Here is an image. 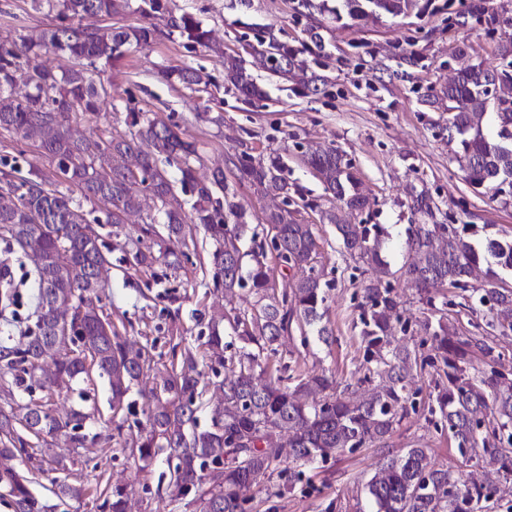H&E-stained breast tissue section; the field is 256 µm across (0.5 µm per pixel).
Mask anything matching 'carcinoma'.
Wrapping results in <instances>:
<instances>
[{
  "mask_svg": "<svg viewBox=\"0 0 512 512\" xmlns=\"http://www.w3.org/2000/svg\"><path fill=\"white\" fill-rule=\"evenodd\" d=\"M144 17L165 16V29L146 22L135 27L84 26L86 16L110 19L128 6V0H31L32 7L53 16V24L39 33H17L0 38V135L8 134L39 143L53 175L37 167L20 174L18 163L3 162L0 169V239L17 252L33 257L27 272L36 291L35 330L17 345L0 343V493L10 497L13 512H54L48 497L35 494L26 473L11 464L27 455L22 428L36 440L41 456L65 444L84 445L82 432L90 418L82 408L66 421L51 411L52 399L73 389L92 373L103 378L111 392L112 416L124 411L131 389L152 378L153 404L147 425L124 450L145 470L164 457L173 500L200 504L202 512H246V493L255 487L270 497L287 489L280 464L286 458L300 466L325 462L346 450L355 451L389 437L416 410L409 390L416 371L433 369L434 387L429 413L434 426L448 430L461 464L494 467L512 483V373L497 368L500 355L494 339L512 335V240L478 239L468 226L458 228L437 221L417 224L406 242L401 275L420 291L427 306L426 329L431 353L420 356L407 346L393 345L401 323L398 301L389 278L390 263L383 254L385 231L380 224H349L336 209H319V221L335 227L343 252L361 264L367 277L361 283V340L369 384L362 396H337L336 377L324 372L300 374L283 384L281 367L266 365L256 373L265 353L297 324L303 342L314 336L328 345L333 331L323 322L331 283L313 264L316 237L313 225L298 218L293 196L299 190L282 175L279 157L255 159L242 151L233 180L218 169L208 180L197 177L202 158L197 144L143 109H128L130 135L116 140L99 134L72 136L71 116L96 112L110 97L101 79L103 69L124 56L128 46L149 45L161 37L181 38L195 46H209V31L193 15L177 13L168 0H141ZM297 0L299 14L312 19L328 13L362 20L370 15L397 17L419 0ZM475 22L494 31L511 26L512 17L495 11L487 0H475L464 12L450 11L448 26ZM307 41L293 46L268 28L257 37L260 54L276 77L296 85L305 96L325 95L329 80L310 70L307 56H319L325 40L319 27L306 29ZM74 60L67 72L57 73L43 61L48 52ZM499 64L478 63L457 72L439 92L423 96L433 111L441 101H453L448 114V143L466 182L475 192H490L512 200V42L498 47ZM168 83L196 90L210 83V75L185 66L160 71ZM25 93L14 92L17 83ZM224 88L237 99L252 102L265 96L237 51L224 52ZM325 193L347 209L369 205L366 190L350 161L337 149L309 144L301 153ZM174 159L176 173L159 165ZM74 186L75 200L64 191ZM148 190L155 214L147 217L141 233L157 250L136 249L132 265L149 268L163 259L177 263V248L186 244V224H200L215 246L217 271L224 291L250 288V312L236 314L229 325L242 343L243 353L222 378L214 372L220 401L212 425L202 428L197 417L199 372L195 355L186 351L179 364L160 367L145 346L135 347L120 336L112 320L99 312L93 297L102 288L101 270L108 263L104 244L94 225L102 221L124 223V216L140 210L138 188ZM248 187L263 197L281 198V206L265 212L263 223L279 229L270 237L271 250L282 265L299 271L290 290L281 294L271 280L264 245L251 253V263L240 244L256 238L250 215L235 198ZM224 194L219 201L218 194ZM91 210H84V205ZM97 216L90 217V214ZM497 269H492V266ZM486 285L470 287L480 271ZM435 287L452 290L459 301L436 300ZM468 311L483 315L490 332L459 333L448 320ZM222 314L210 319L206 346L215 362L224 364ZM52 367H44L46 359ZM38 387L40 402L20 404L16 393ZM57 498L81 499L82 484L58 477L50 479ZM501 489L496 485L469 484L450 469L434 464L428 450L413 447L398 457H385L363 484L355 512H482L495 507ZM109 512H127L124 488L100 491Z\"/></svg>",
  "mask_w": 512,
  "mask_h": 512,
  "instance_id": "obj_1",
  "label": "carcinoma"
}]
</instances>
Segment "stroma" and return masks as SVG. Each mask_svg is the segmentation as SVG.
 Instances as JSON below:
<instances>
[{"instance_id":"1","label":"stroma","mask_w":512,"mask_h":512,"mask_svg":"<svg viewBox=\"0 0 512 512\" xmlns=\"http://www.w3.org/2000/svg\"><path fill=\"white\" fill-rule=\"evenodd\" d=\"M471 2L434 0V12L420 17L384 15L327 22L323 30L325 54L313 65L317 73L332 81L325 96L294 93L289 84L272 77L259 59L251 56L247 66L267 97L247 105L225 91L221 55L179 39L134 47L120 65L103 74L112 84L111 102L100 111L80 114L73 129L78 134L93 132L121 138L129 133L128 108L148 110L157 119L178 125L186 137L197 142L202 175H210L216 168L232 172L233 160L242 150L255 155L274 150L285 165L288 181L302 188L310 201L328 207L332 197L300 161L301 144L320 142L340 150L370 191V207L360 213H346L348 222L383 225L397 245H404L410 226L428 221L412 208L414 197L424 192L438 206L437 221L473 225L481 237L509 238L512 202L473 192L441 130L446 113L430 111L421 103L426 90L447 87L461 67L480 62L496 65L498 44L512 39V27L493 33L474 22L463 28L447 27L448 10L467 11ZM169 4L175 11L191 13L202 21L212 42L227 49L239 48L249 23L260 30L273 28L280 39L291 44L303 39L307 26L306 18L294 11L295 0H251L247 7L239 0H169ZM48 24V17L33 10L30 0H0V36L39 30ZM408 44L424 54L423 67L407 75L382 76L377 60ZM171 65L204 70L212 83L204 91L169 85L157 73ZM217 114L223 116L222 124L211 123V116ZM299 217L313 225L318 265L332 283L325 319L334 331V341L329 345L306 341L295 332L287 337L278 356L287 364L289 374L325 369L335 372L342 383L353 385L360 376L363 356L355 328L360 289L353 277V262L343 254L333 225L319 223L316 211L308 208L302 209ZM140 223L133 215L126 223L98 227L108 256L100 309L122 336L147 346L155 361L168 363L172 346L189 349L198 360L202 381L213 380L215 365L203 347L208 314L224 308L250 310L252 297L248 289L228 294L215 284L214 247L199 226L183 246L178 267L160 262L149 269H135L128 257ZM29 267L23 256L11 265L17 305L13 323L0 322V342H15L21 332L33 326L30 312L34 291L25 280ZM391 284L400 301V315L412 322L409 333L397 335V342L409 343L418 353H429L425 313L415 288L400 277L392 278ZM130 399L132 411L124 417L117 436L104 424L112 412L103 380L86 384L84 394L57 399L55 410L60 414L79 406L98 412L89 421L97 440L65 451L68 481L124 486L134 512H200L198 506L186 507L171 500L163 464H156L151 473H140L123 451L125 437L138 434L151 410L139 390H132ZM387 446L394 456L413 446L426 448L435 463L462 469L467 481L483 472L479 466L461 468L447 432L430 424L423 409L397 427ZM378 459L376 450L361 448L310 465L303 481L282 496L255 494L250 512H326L331 501H354Z\"/></svg>"}]
</instances>
